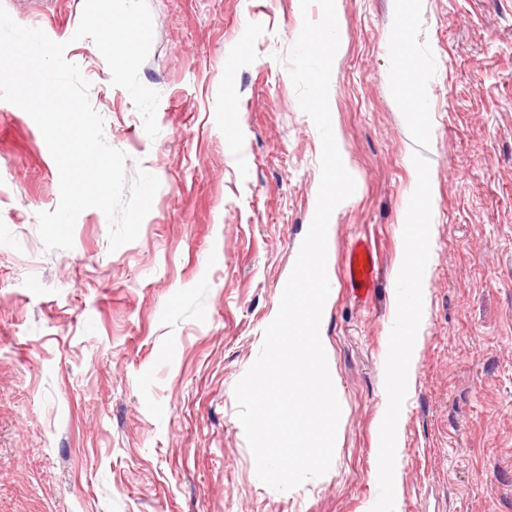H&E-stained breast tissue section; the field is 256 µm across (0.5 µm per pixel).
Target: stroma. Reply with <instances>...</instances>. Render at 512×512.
Masks as SVG:
<instances>
[{"label": "stroma", "instance_id": "1", "mask_svg": "<svg viewBox=\"0 0 512 512\" xmlns=\"http://www.w3.org/2000/svg\"><path fill=\"white\" fill-rule=\"evenodd\" d=\"M149 138L89 38L84 0H0L66 43L106 142L160 186L136 241L98 209L69 250L37 215L59 172L33 119L0 108V512H512V0H336L329 107L356 189L327 230L320 337L341 404L328 472L257 477L234 389L257 359L313 219L321 138L288 72L300 0H148ZM425 112L416 116V98ZM434 189L430 256L406 280L411 194ZM381 262L346 288L350 244ZM416 350L380 468L392 348ZM346 277L354 296L366 301L372 294L376 280V260L369 242L357 239L345 260Z\"/></svg>", "mask_w": 512, "mask_h": 512}]
</instances>
